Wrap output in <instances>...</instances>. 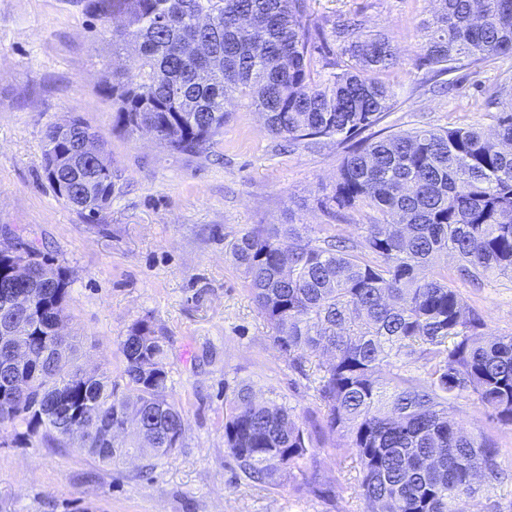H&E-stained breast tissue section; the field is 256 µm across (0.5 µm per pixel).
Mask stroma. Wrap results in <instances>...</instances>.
I'll list each match as a JSON object with an SVG mask.
<instances>
[{
	"instance_id": "obj_1",
	"label": "stroma",
	"mask_w": 512,
	"mask_h": 512,
	"mask_svg": "<svg viewBox=\"0 0 512 512\" xmlns=\"http://www.w3.org/2000/svg\"><path fill=\"white\" fill-rule=\"evenodd\" d=\"M324 29L360 15L367 33L399 53L385 74L394 105L383 134L414 128L493 131L512 109V56L433 77L422 60L418 25L437 0H306ZM122 19L104 21L85 0H0V243L34 246L71 281L64 334L77 337L87 367L118 378L119 341L147 322L163 342L168 398L185 417L182 445L152 460L150 473L126 461L106 465L41 437L0 432V512H370L360 466L322 428L314 364L281 356L257 309L231 243L257 224H294L311 238L358 237L365 214L320 206L336 182L346 144H288L241 100L217 144L201 155L171 151L148 134L113 130L106 71L128 65L114 45ZM498 89L488 101V89ZM81 117L105 140L120 180L110 206L85 219L52 190L44 172L45 132ZM492 336L512 333V279L458 283ZM243 387L292 411L314 452L299 479L256 484L224 444V407ZM452 418L465 430L512 448V428L491 421L475 399Z\"/></svg>"
}]
</instances>
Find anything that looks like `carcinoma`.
I'll use <instances>...</instances> for the list:
<instances>
[{
    "instance_id": "1",
    "label": "carcinoma",
    "mask_w": 512,
    "mask_h": 512,
    "mask_svg": "<svg viewBox=\"0 0 512 512\" xmlns=\"http://www.w3.org/2000/svg\"><path fill=\"white\" fill-rule=\"evenodd\" d=\"M439 0L422 22L423 60L440 76L463 62L512 54V0ZM119 14L121 41L136 55L103 87L115 129L152 132L166 148L201 154L217 143L246 98L268 131L299 142L377 125L393 106L381 79L398 61L390 40L364 21L333 28L349 64L315 79L314 56L331 52L306 0H92ZM45 134L44 170L55 193L89 219L111 202L112 157L83 119ZM496 140L475 127L416 129L353 144L327 203L368 209L373 221L350 239L313 241L293 224H258L230 246L281 356L301 369L317 365L326 428L345 439L361 465L363 496L376 512H468L480 478L504 472L499 440L469 433L449 418L452 403L474 396L487 417L512 426V334L487 336L456 283L512 278V111L496 117ZM99 142L101 158L80 152ZM45 277L37 320L18 319L32 358L26 389L0 379V431L26 426L48 443L70 440L54 409L76 412L78 450L110 465L180 447L181 409L167 397L159 337L133 324L119 346L124 388L75 362L55 330L65 316L68 276L27 247ZM451 255V269L435 267ZM416 365L423 378L403 373ZM388 371L390 379L380 378ZM224 443L252 480L302 471L309 437L284 407L242 388L225 405Z\"/></svg>"
}]
</instances>
